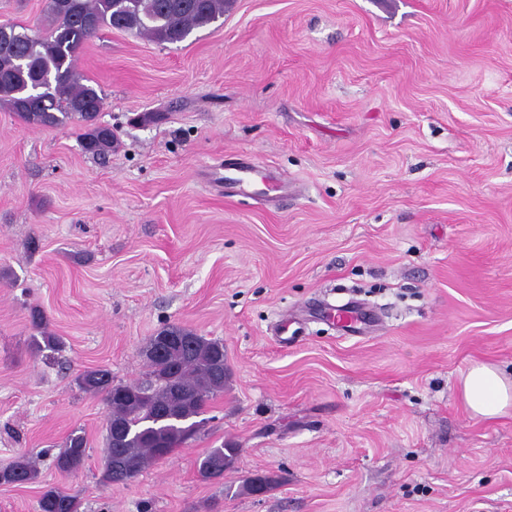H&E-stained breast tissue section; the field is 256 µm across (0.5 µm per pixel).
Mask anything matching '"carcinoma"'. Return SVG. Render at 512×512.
Listing matches in <instances>:
<instances>
[{
    "mask_svg": "<svg viewBox=\"0 0 512 512\" xmlns=\"http://www.w3.org/2000/svg\"><path fill=\"white\" fill-rule=\"evenodd\" d=\"M227 0H46L48 26L21 28L10 44L0 46V105L25 123L55 127L83 123L84 150L104 155L112 150L114 134L94 123L103 107L101 88L84 81L76 64L86 44L104 28L145 35L158 43L184 41L193 30L224 16ZM32 328L46 347L59 339L44 330L45 316L31 310ZM171 336L169 343H160ZM148 372L141 382L116 383L105 369L86 371L81 387L102 395L107 408L106 448L101 482L125 483L150 464L172 453L199 429L212 397L224 392V344L178 325H167L143 350ZM240 449L211 448L199 463L201 477L216 480L233 468ZM89 457L87 441L72 433L53 457L63 477L76 476ZM38 468L23 454L0 470V484L34 482ZM278 484L267 473L245 479L242 490L261 495ZM80 501L65 487L44 490L37 512H79Z\"/></svg>",
    "mask_w": 512,
    "mask_h": 512,
    "instance_id": "1",
    "label": "carcinoma"
}]
</instances>
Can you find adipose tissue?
<instances>
[{
	"label": "adipose tissue",
	"instance_id": "adipose-tissue-1",
	"mask_svg": "<svg viewBox=\"0 0 512 512\" xmlns=\"http://www.w3.org/2000/svg\"><path fill=\"white\" fill-rule=\"evenodd\" d=\"M461 396L472 416L487 418L512 407V380L492 365L477 364L460 378Z\"/></svg>",
	"mask_w": 512,
	"mask_h": 512
}]
</instances>
